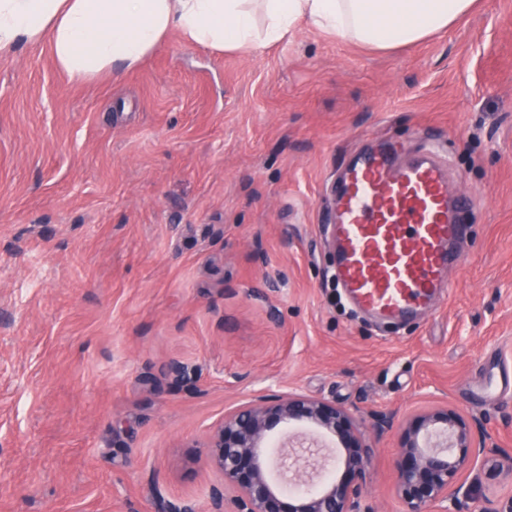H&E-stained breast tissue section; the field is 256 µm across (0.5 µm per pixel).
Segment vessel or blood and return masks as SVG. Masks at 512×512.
<instances>
[{
	"mask_svg": "<svg viewBox=\"0 0 512 512\" xmlns=\"http://www.w3.org/2000/svg\"><path fill=\"white\" fill-rule=\"evenodd\" d=\"M467 196L451 194L434 151L401 160L385 140L348 162L330 186L333 275L361 311L387 321L420 315L451 282Z\"/></svg>",
	"mask_w": 512,
	"mask_h": 512,
	"instance_id": "b4317fda",
	"label": "vessel or blood"
}]
</instances>
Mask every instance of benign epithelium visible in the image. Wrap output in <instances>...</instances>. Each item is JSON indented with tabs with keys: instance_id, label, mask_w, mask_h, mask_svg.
I'll use <instances>...</instances> for the list:
<instances>
[{
	"instance_id": "7a95c632",
	"label": "benign epithelium",
	"mask_w": 512,
	"mask_h": 512,
	"mask_svg": "<svg viewBox=\"0 0 512 512\" xmlns=\"http://www.w3.org/2000/svg\"><path fill=\"white\" fill-rule=\"evenodd\" d=\"M306 422L337 441L344 471L321 490L285 500L267 475L262 445L281 423ZM208 465L223 479L212 489L211 512H372L363 505L364 476L374 453L361 423L334 402L300 394L260 397L224 413L208 439ZM484 431L475 418L447 406L430 408L402 428L394 462L405 512H435L442 503L468 499L463 474L477 461L498 470L487 455Z\"/></svg>"
}]
</instances>
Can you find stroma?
I'll use <instances>...</instances> for the list:
<instances>
[{
    "label": "stroma",
    "mask_w": 512,
    "mask_h": 512,
    "mask_svg": "<svg viewBox=\"0 0 512 512\" xmlns=\"http://www.w3.org/2000/svg\"><path fill=\"white\" fill-rule=\"evenodd\" d=\"M428 134L472 199L462 261L387 325L332 282L324 199L365 137ZM288 392L363 423L373 512H404L398 425L429 406L512 454V0L397 49L303 25L242 52L173 33L84 82L45 44L0 58V512H208L212 429ZM320 454L269 475L318 490L343 471ZM478 478L447 512L512 496V472Z\"/></svg>",
    "instance_id": "obj_1"
}]
</instances>
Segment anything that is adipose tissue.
<instances>
[{
    "label": "adipose tissue",
    "instance_id": "adipose-tissue-1",
    "mask_svg": "<svg viewBox=\"0 0 512 512\" xmlns=\"http://www.w3.org/2000/svg\"><path fill=\"white\" fill-rule=\"evenodd\" d=\"M474 0H0V57L48 44L70 79L131 70L170 33L188 44L251 50L300 23L377 49L443 32Z\"/></svg>",
    "mask_w": 512,
    "mask_h": 512
}]
</instances>
